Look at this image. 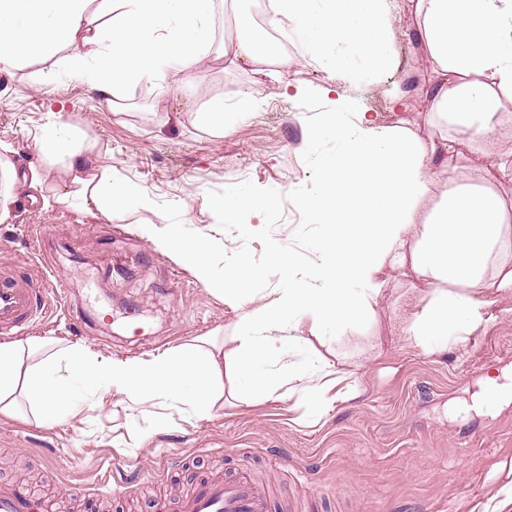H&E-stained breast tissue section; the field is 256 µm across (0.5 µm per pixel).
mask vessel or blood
<instances>
[{"label": "vessel or blood", "mask_w": 512, "mask_h": 512, "mask_svg": "<svg viewBox=\"0 0 512 512\" xmlns=\"http://www.w3.org/2000/svg\"><path fill=\"white\" fill-rule=\"evenodd\" d=\"M42 291L0 281V332L19 334L42 316ZM271 498L249 474L199 480L181 502V512H269ZM0 512H43L37 497L0 483Z\"/></svg>", "instance_id": "vessel-or-blood-1"}]
</instances>
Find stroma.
<instances>
[{"mask_svg": "<svg viewBox=\"0 0 512 512\" xmlns=\"http://www.w3.org/2000/svg\"><path fill=\"white\" fill-rule=\"evenodd\" d=\"M392 33L395 70L366 77L354 58L350 66L362 78L352 84L307 54L296 32L288 39L303 63L277 80L209 59L194 94L198 106L220 97L229 107L221 137L178 104L162 110L154 80L125 91L115 111L81 78L52 75L47 65L0 72V141L11 144L17 168L36 162L35 134L46 113L57 112L84 132L98 169L111 170L152 201L108 224L18 197L0 223V271L59 282L31 335L116 359L148 358L199 337L215 350L232 349L244 314L278 297L277 284L244 307H231L156 238L167 225L157 203L180 204L184 224L227 252L246 244L261 254L260 241L243 242L219 227L207 193L242 181L282 193L308 183L301 86L322 92L330 107L337 96L354 97L376 126L425 142L446 135L428 112L432 64L418 42L416 17L397 15ZM397 85L403 88L398 100L390 95ZM244 96L254 110L233 113ZM459 150L451 182L434 185L420 200L415 223H424L450 183L475 180L482 156L464 138ZM112 258L119 264L106 282L100 272ZM388 285L392 294L379 301L360 334L321 346L325 358L356 373L361 395L335 403L320 421L286 385L272 398L246 399L222 379L203 419L163 397L136 403L110 386L83 388L80 411L50 427L38 424L26 404L21 417L0 415V479L42 496L47 512H178L179 498L196 479L244 468L272 486L273 512H493L512 491L506 471L512 397L488 410L475 409L473 401L487 379L512 386V296L488 306L486 322L461 348L427 356L405 343L407 307L416 299L407 279L395 273ZM370 336L379 337L380 351L366 350ZM163 461L161 478L123 492L106 480L112 469Z\"/></svg>", "mask_w": 512, "mask_h": 512, "instance_id": "1", "label": "stroma"}]
</instances>
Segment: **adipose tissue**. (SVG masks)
<instances>
[{
  "instance_id": "obj_1",
  "label": "adipose tissue",
  "mask_w": 512,
  "mask_h": 512,
  "mask_svg": "<svg viewBox=\"0 0 512 512\" xmlns=\"http://www.w3.org/2000/svg\"><path fill=\"white\" fill-rule=\"evenodd\" d=\"M420 19L421 43L434 63L433 117L488 154L501 114L500 92H512V0H404ZM214 0H0V71L55 62L78 75L108 106L143 80L173 70L194 85L202 62L218 53L227 66L292 70L296 58L259 51L249 25L215 46ZM394 7L390 0H276L271 25L281 33L310 34V52L337 79L350 77L349 56L367 73L392 67ZM312 137L330 136L334 156L322 159L316 187L300 199L307 221L319 225L321 262L316 286L293 271L290 256L269 246L270 260L288 274L277 300L246 315L237 345L217 357L200 343L149 360L104 359L83 347H60L32 337L0 343V414L17 415L26 399L44 425L79 406L78 386L109 384L143 401L166 396L194 417L209 414L221 375L245 397H270L278 374L298 382L313 414L360 395L358 380L308 346L359 332L387 294L384 272L411 273L427 291L410 311L404 333L409 348L441 355L463 345L483 324L489 297L512 292V204L486 184L512 175L497 161L474 183L454 187L422 226L418 200L447 180L460 153L451 138L426 143L416 135L382 131L350 97ZM39 165L17 171L12 148L0 142V222L18 193L40 198L43 209L74 208L106 220L122 219L130 191L108 170L87 160L73 124L49 113L35 138ZM63 174L51 185L52 174ZM311 320V338L271 336L270 327Z\"/></svg>"
}]
</instances>
